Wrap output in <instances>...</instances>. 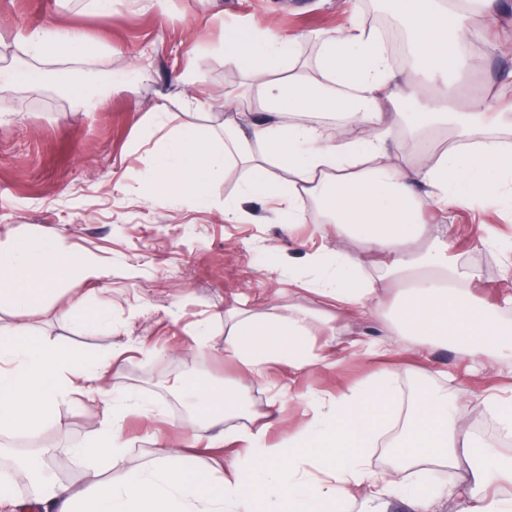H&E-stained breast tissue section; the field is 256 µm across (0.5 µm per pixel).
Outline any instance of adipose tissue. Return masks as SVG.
<instances>
[{
    "mask_svg": "<svg viewBox=\"0 0 512 512\" xmlns=\"http://www.w3.org/2000/svg\"><path fill=\"white\" fill-rule=\"evenodd\" d=\"M384 3L412 36V66L394 67L379 32L357 20L322 35L308 72L290 60L292 37L264 29L227 40L224 64L245 68L250 90L225 110L223 147L215 146L212 132L190 125L166 131V113L156 109L154 125L166 134L143 181V197L154 204L203 205L227 169H244L237 195L224 201L225 223L242 220L244 201L274 200L283 223L333 225L337 235L357 237L367 252L385 255L386 278H412L397 311L410 333L455 345L480 364L512 363V328L475 301L470 286L480 271L450 259L446 228H439L429 249L413 248L421 215L443 202L469 206L477 186L494 200L512 197V148L489 133L493 125L512 127V104L487 94L453 102L444 96L452 76L484 68L485 55L469 52L466 42L471 36L491 42L497 0ZM22 45L33 64L1 79L0 90L42 83L44 66H80L95 50L82 32L66 26L34 30ZM326 111L337 113L335 128L306 119ZM448 121L455 126V145L432 153L415 174L399 171L390 147L396 127ZM354 124L367 125L369 137L346 139L345 128ZM316 263L323 268L316 287L321 298L340 308L375 310L380 281L360 278L362 258L339 252ZM103 274L93 258L48 236L0 242V304L14 309L42 308L63 282L79 294L85 282ZM322 332V340H315L310 317L299 308L275 318L234 308L224 351L254 379L272 364L298 373L338 363L343 347L337 328L328 324ZM24 336L21 327L0 322L1 437H32L52 428L60 399L90 390L115 360L111 354L75 359ZM397 389L395 373L381 368L336 394L328 412L278 441H269L266 422L225 429L212 438L213 447H232L218 473L165 447L141 468L126 470L124 421L145 402L113 395L93 449L83 455L85 486L74 492L39 474L31 501L39 512H326L358 497L366 512H381L398 497L411 512H434L436 501L452 493L459 512H512V499L499 494L512 485V460L498 438L484 441L481 462L465 486L430 482V472L457 467L464 446L456 409L440 386L418 391L392 444L395 471L369 467L366 451L377 444ZM240 391L196 381L185 396L220 418L237 410ZM309 443L320 445L322 465L304 454Z\"/></svg>",
    "mask_w": 512,
    "mask_h": 512,
    "instance_id": "obj_1",
    "label": "adipose tissue"
}]
</instances>
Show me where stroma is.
<instances>
[{
    "label": "stroma",
    "mask_w": 512,
    "mask_h": 512,
    "mask_svg": "<svg viewBox=\"0 0 512 512\" xmlns=\"http://www.w3.org/2000/svg\"><path fill=\"white\" fill-rule=\"evenodd\" d=\"M89 0H0V71L23 68L30 58L19 33L53 25L83 31L98 47L89 62L106 102L92 109L74 87L78 71L54 65L42 84L19 85L0 93V240L40 233L61 239L72 251L97 258L104 278L88 283L83 298L103 304L112 326L83 330L75 321V301L62 294L38 312L0 308V321L19 324L36 339L75 355L116 353L104 377L107 390L140 396L150 412L129 415L123 428L128 452L124 465L138 468L158 440L189 454H203L218 433L182 398L184 384L203 379L222 387L243 382L239 421L264 413L273 393L283 405L272 420L270 439L303 427L313 415L328 411V400L366 379L381 367L395 371L404 394L439 383L448 374V398L462 417L470 448L459 468L439 471L437 483L463 485L480 456L475 422L486 418L483 398L512 389V373L494 365L474 368L460 350L417 345L394 328L399 282L384 283L377 314L339 311L321 301L310 287L318 274L311 258L336 252L359 255L356 238L337 237L329 224H284L275 206H245L239 224L224 221V198L234 194L240 172L227 171L205 207L151 204L142 197V174L151 164L145 134L158 105H166L168 127L194 122L219 131L229 90L245 89V70L226 71L221 44L242 26L270 28L295 37L293 56L312 64L319 52L317 34L343 27L349 15L370 16L372 0H165L162 10L148 0H112L102 16ZM493 22L497 50L476 42L487 62L463 90H479L512 100V0H500ZM192 68L195 82L177 83ZM129 75L130 91L112 90L114 74ZM200 94L211 110L185 107ZM445 129L431 130L421 141L399 136L400 167L412 171L423 152L452 143ZM418 247H425L433 227H448V247L455 260L480 270L473 294L489 307L512 316V253L478 244L480 228L496 238L512 239V200L478 199L470 208L423 214ZM236 305L253 314H287L289 307L310 311L316 321L337 322L339 340L381 341L383 357L345 354L334 367L288 374L274 365L264 377L244 381L239 365L224 352V310ZM209 334L196 342L200 323ZM103 403L95 394L60 400L55 427L38 440L53 447L49 466L72 488L85 482L83 464L71 447L91 440L102 422Z\"/></svg>",
    "instance_id": "stroma-1"
}]
</instances>
